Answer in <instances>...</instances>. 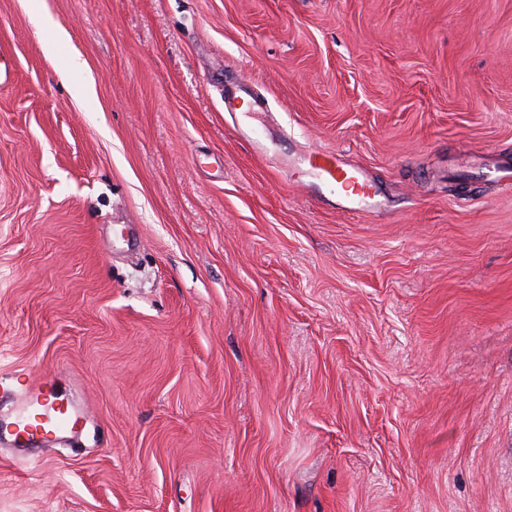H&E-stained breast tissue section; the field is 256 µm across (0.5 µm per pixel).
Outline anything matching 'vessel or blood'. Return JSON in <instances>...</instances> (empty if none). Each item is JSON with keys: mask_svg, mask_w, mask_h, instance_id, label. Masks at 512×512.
Returning a JSON list of instances; mask_svg holds the SVG:
<instances>
[{"mask_svg": "<svg viewBox=\"0 0 512 512\" xmlns=\"http://www.w3.org/2000/svg\"><path fill=\"white\" fill-rule=\"evenodd\" d=\"M248 100L249 109L261 112L266 108L263 98L253 95L248 87L236 83L224 92V109L236 111L241 100ZM303 164L313 185L336 189L341 207L347 212L375 210L384 204V197L370 173L348 163L336 152L311 149L304 153ZM0 399L19 406L13 421L16 447L25 448L37 438L81 429L88 411L60 400L54 382H25L21 375H0Z\"/></svg>", "mask_w": 512, "mask_h": 512, "instance_id": "vessel-or-blood-1", "label": "vessel or blood"}]
</instances>
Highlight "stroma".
<instances>
[{"mask_svg":"<svg viewBox=\"0 0 512 512\" xmlns=\"http://www.w3.org/2000/svg\"><path fill=\"white\" fill-rule=\"evenodd\" d=\"M0 47V371L90 412L0 439V512H512V0H0ZM241 99H247L250 102L247 112H264L266 108L263 98L254 95L245 85L234 82L233 86L224 92L225 111L236 112ZM311 183L336 189L341 207L347 212L375 210L384 197L370 173L344 160L337 152L311 149L302 157Z\"/></svg>","mask_w":512,"mask_h":512,"instance_id":"stroma-1","label":"stroma"}]
</instances>
